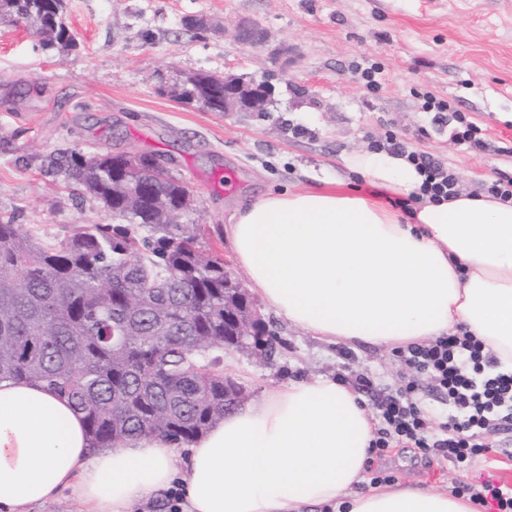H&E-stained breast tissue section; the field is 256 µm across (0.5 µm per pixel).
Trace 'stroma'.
<instances>
[{
  "label": "stroma",
  "mask_w": 512,
  "mask_h": 512,
  "mask_svg": "<svg viewBox=\"0 0 512 512\" xmlns=\"http://www.w3.org/2000/svg\"><path fill=\"white\" fill-rule=\"evenodd\" d=\"M75 47L42 48L34 27L0 20V222L53 244L109 210L84 197L46 161L77 151L160 155L190 192L180 223L226 266L224 228L237 202L334 186L358 192L360 176L337 157L371 148L386 130L454 171L462 190L512 177V0H64ZM200 19L190 27L188 19ZM255 25L258 44L235 27ZM380 63L367 89L356 62ZM264 75L275 92L264 112H212L181 101L190 73ZM448 100L484 130L491 150L472 152L435 124L424 94ZM272 351L227 349L220 368L262 402L279 385L371 374L367 406L403 383L397 351L329 343L269 308ZM469 480H512V430ZM396 482L447 491L460 476L434 454L397 448L376 460Z\"/></svg>",
  "instance_id": "obj_1"
}]
</instances>
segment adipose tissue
<instances>
[{
    "mask_svg": "<svg viewBox=\"0 0 512 512\" xmlns=\"http://www.w3.org/2000/svg\"><path fill=\"white\" fill-rule=\"evenodd\" d=\"M340 164L398 198L423 177L387 150ZM247 288L330 341L401 349L462 327L512 365V201L463 192L401 212L346 192L296 190L239 206L226 226ZM374 422L329 377L225 413L185 448L155 439L93 452L81 414L38 384L0 381V512L71 490L82 512H131L178 490L183 512H473L468 498L397 484L360 490Z\"/></svg>",
    "mask_w": 512,
    "mask_h": 512,
    "instance_id": "1",
    "label": "adipose tissue"
}]
</instances>
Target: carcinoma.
Here are the masks:
<instances>
[{
    "instance_id": "cac0c4a2",
    "label": "carcinoma",
    "mask_w": 512,
    "mask_h": 512,
    "mask_svg": "<svg viewBox=\"0 0 512 512\" xmlns=\"http://www.w3.org/2000/svg\"><path fill=\"white\" fill-rule=\"evenodd\" d=\"M38 0H0V17L43 29L46 48L73 37ZM201 73L185 96L210 102ZM123 153L72 152L51 161L121 225L91 224L47 246L0 223V380L40 382L83 415L91 450L157 438L181 447L236 405L240 390L212 369L227 344L266 352L271 332L240 338L233 319L254 307L224 285V260L186 225L166 224L147 197L116 208L112 169ZM153 192L176 208L188 190L168 176Z\"/></svg>"
}]
</instances>
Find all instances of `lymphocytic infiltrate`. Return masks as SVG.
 Masks as SVG:
<instances>
[{
  "instance_id": "f902f5d3",
  "label": "lymphocytic infiltrate",
  "mask_w": 512,
  "mask_h": 512,
  "mask_svg": "<svg viewBox=\"0 0 512 512\" xmlns=\"http://www.w3.org/2000/svg\"><path fill=\"white\" fill-rule=\"evenodd\" d=\"M423 107L432 112L435 123L451 127L459 143L479 151L486 148L479 128L447 100L428 93ZM374 147L407 156L423 174L420 193L430 201L453 198L460 192L453 172L432 157L410 150L394 131H387ZM400 357L407 369L428 375L447 398V420L432 428L420 405L417 382L407 381L375 409L373 454L381 458L396 447L432 448L442 460L459 468L486 456L492 448L491 437L512 423V368L503 366L482 341L466 332L409 345ZM452 492L469 497L475 505L493 507L495 512H512V488L493 478L459 483Z\"/></svg>"
}]
</instances>
